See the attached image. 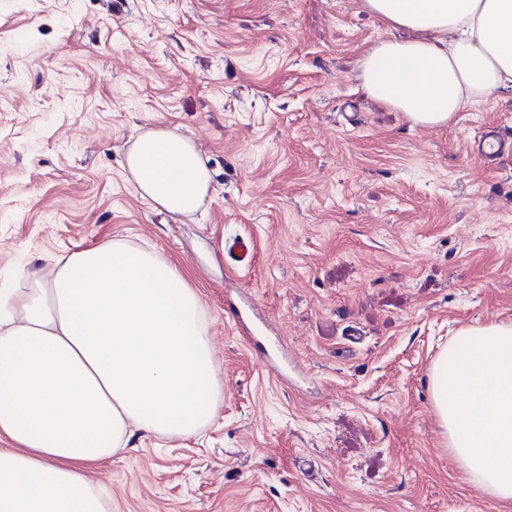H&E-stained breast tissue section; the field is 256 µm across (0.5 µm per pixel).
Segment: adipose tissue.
<instances>
[{"mask_svg": "<svg viewBox=\"0 0 512 512\" xmlns=\"http://www.w3.org/2000/svg\"><path fill=\"white\" fill-rule=\"evenodd\" d=\"M412 39L362 62L375 96L442 125L512 89V0H366ZM125 169L162 210L202 205L209 171L177 130L135 135ZM434 361L433 403L475 485L512 505V324L462 328ZM222 397L205 311L158 252L117 239L60 257L51 280L0 290V512H112L91 472L135 433L196 435Z\"/></svg>", "mask_w": 512, "mask_h": 512, "instance_id": "ef3b65f1", "label": "adipose tissue"}]
</instances>
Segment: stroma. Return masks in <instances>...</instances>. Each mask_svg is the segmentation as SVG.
I'll return each instance as SVG.
<instances>
[{"label": "stroma", "instance_id": "35a3bbf8", "mask_svg": "<svg viewBox=\"0 0 512 512\" xmlns=\"http://www.w3.org/2000/svg\"><path fill=\"white\" fill-rule=\"evenodd\" d=\"M411 36L365 0H0V288L122 239L207 314L222 402L200 437L101 465L112 512H503L451 455L430 375L462 327L512 323V156L471 154L512 133V89L411 122L360 78ZM148 127L202 156L197 212L129 179ZM236 235L251 270L224 257ZM251 301L257 343L234 329ZM475 151L473 155L477 158H484L491 154L512 153V140L501 135L497 131L483 130L474 141ZM487 149L492 150L490 152Z\"/></svg>", "mask_w": 512, "mask_h": 512}]
</instances>
